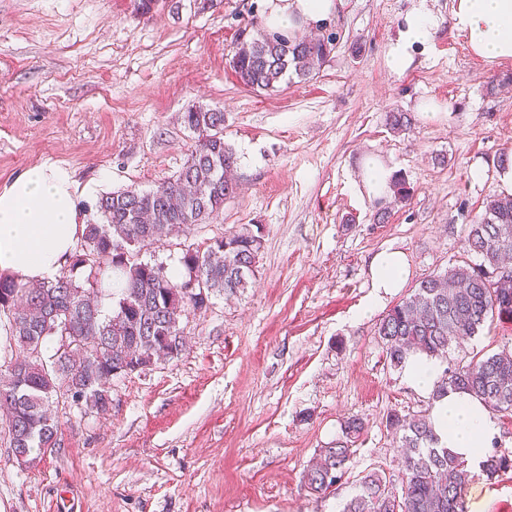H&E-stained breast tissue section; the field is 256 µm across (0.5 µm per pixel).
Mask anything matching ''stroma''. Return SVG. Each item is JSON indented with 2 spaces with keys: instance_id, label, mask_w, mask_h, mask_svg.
Wrapping results in <instances>:
<instances>
[{
  "instance_id": "35a3bbf8",
  "label": "stroma",
  "mask_w": 512,
  "mask_h": 512,
  "mask_svg": "<svg viewBox=\"0 0 512 512\" xmlns=\"http://www.w3.org/2000/svg\"><path fill=\"white\" fill-rule=\"evenodd\" d=\"M262 0H0V187L52 162L83 191L87 221L106 194L155 189L182 168L195 138L183 112L224 114L241 190L211 223L164 239L144 260L180 265L187 244L247 226L263 251L247 288L183 316L186 349L115 378L107 412L58 406L59 444L20 465L0 441V512H342L360 478L402 469L388 414L431 395L409 386L375 335L399 295L368 306L369 263L406 252V289L468 262L471 219L498 193L496 159L512 151V60L474 56L453 0H344L340 39L313 79L273 92L237 81L226 58L243 15ZM429 11L432 38L390 53L406 16ZM495 77L504 85L487 94ZM409 113V131L385 124ZM403 174L410 200L377 223L360 160ZM512 349L496 321L448 351ZM366 423L334 493L301 485L350 416ZM469 512H512V471L475 474Z\"/></svg>"
}]
</instances>
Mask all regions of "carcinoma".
<instances>
[{
  "label": "carcinoma",
  "instance_id": "carcinoma-1",
  "mask_svg": "<svg viewBox=\"0 0 512 512\" xmlns=\"http://www.w3.org/2000/svg\"><path fill=\"white\" fill-rule=\"evenodd\" d=\"M336 42L333 32L300 39L268 30L255 13L248 30L239 31L227 63L244 88L275 91L290 74L303 80L313 77ZM182 120L195 135L182 169L153 190L101 197L99 219L85 225L84 247L72 256L69 269L31 284L0 277V317H6L3 329L17 346L6 376H0V406L9 410L0 423V439L22 464L58 445L59 421L49 409L54 399L108 410L112 378L180 356V320L186 312L202 308L211 294L240 292L254 274L263 238L247 227L203 247L188 245L181 258L187 277L180 283L163 264L139 260L156 242L210 223L237 194L238 157L224 140V113L198 107L183 113ZM386 125L404 131L411 116L388 112ZM390 187L393 201L410 199L404 177H393ZM466 247L483 256L490 269L512 272L502 262L512 256V195L497 194L486 202L473 220ZM83 267L91 274L81 282L73 272ZM104 269L123 283L109 314L97 302L103 288L98 275ZM494 318L512 322V287H495L494 280L481 277L465 262L424 277L380 319L377 336L390 365L401 369L416 354L444 361L449 347L477 335ZM53 339L57 347L46 360L42 348ZM450 389L471 393L491 412L512 414V350L477 352L446 369L436 397ZM387 426L400 435L405 448L401 475L395 479L382 468L373 469L360 479L358 494L343 512H468L472 471L440 445L430 411L412 417L391 413ZM364 428L360 417L345 420L342 437L320 449L304 471L302 484L308 492L335 489L348 473L353 446ZM479 468L492 480L512 470V459L495 452Z\"/></svg>",
  "mask_w": 512,
  "mask_h": 512
}]
</instances>
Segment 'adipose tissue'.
<instances>
[{
  "label": "adipose tissue",
  "mask_w": 512,
  "mask_h": 512,
  "mask_svg": "<svg viewBox=\"0 0 512 512\" xmlns=\"http://www.w3.org/2000/svg\"><path fill=\"white\" fill-rule=\"evenodd\" d=\"M341 6L342 0H265L263 14L267 26L293 30L321 24ZM453 20L476 56L490 63L512 59V0H454ZM435 28L426 12L408 16L391 67L405 68L407 48L428 41ZM84 219L69 171L46 162L25 169L0 187V276L19 283L52 277L82 235ZM408 266L399 249L389 247L372 257L371 304L404 288ZM431 420L442 447L469 462L482 459L498 435L482 401L461 390L436 399Z\"/></svg>",
  "instance_id": "1"
}]
</instances>
